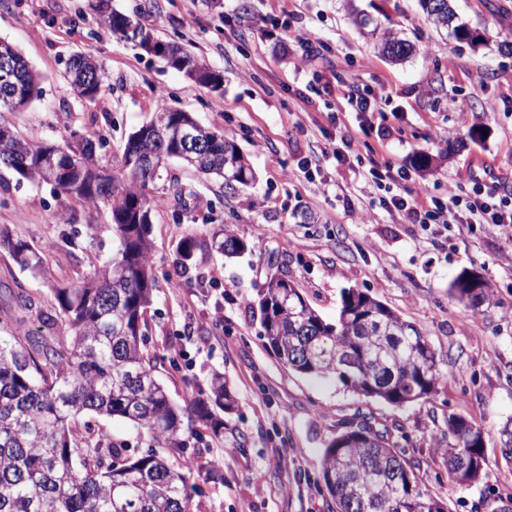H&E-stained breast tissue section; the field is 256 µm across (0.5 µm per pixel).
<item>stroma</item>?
<instances>
[{
  "instance_id": "stroma-1",
  "label": "stroma",
  "mask_w": 512,
  "mask_h": 512,
  "mask_svg": "<svg viewBox=\"0 0 512 512\" xmlns=\"http://www.w3.org/2000/svg\"><path fill=\"white\" fill-rule=\"evenodd\" d=\"M90 2L0 0V39L40 77L38 97L6 115L16 131L62 145L77 129L104 137L107 155H118L164 99L223 128L255 174L231 191L174 160L150 186L158 288L145 315L146 352L156 377L181 405L208 397L218 373L237 401L224 417L223 441L186 437L187 456L220 461L224 474L221 484H203L192 512H334L313 478L337 421L358 411L407 435L421 487L453 512H471L481 500L498 508L512 496V459L498 441L512 418V246L488 224H415L389 211L385 192L366 187L361 162L404 168L408 187L425 196L444 199L449 183L467 192L496 178L512 195V54L500 50L512 42V0H455L460 20L479 36L475 44L437 33L418 0H112L219 72L215 89L109 32ZM357 13L400 32L417 53L390 63L354 24ZM291 15L318 34L321 48L290 37L283 22ZM76 54L106 70L95 103L79 99L63 77ZM305 56L308 68L296 69ZM364 86L382 90L380 111L350 108L349 91ZM346 141L353 147L343 159L321 160L328 144ZM424 155L432 160L426 170ZM302 209L317 223H299ZM222 225L247 251L228 259L211 250ZM0 227L50 249L43 276L0 254V337L56 335L53 288L90 275L116 249L108 206L64 199L1 168ZM190 236L199 247L184 262L177 247ZM278 270L325 320L353 288L412 322L439 355L438 394L396 407L284 366L265 345L254 305ZM465 271L491 284L496 306L474 311L449 296ZM213 276L220 287L208 286ZM21 292L34 299L32 310L20 307ZM452 412L486 435L485 474L470 485L449 476L441 451ZM89 431L139 451L149 445L145 431L118 418L84 416L77 432Z\"/></svg>"
}]
</instances>
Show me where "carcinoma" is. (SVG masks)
<instances>
[{
  "label": "carcinoma",
  "instance_id": "cac0c4a2",
  "mask_svg": "<svg viewBox=\"0 0 512 512\" xmlns=\"http://www.w3.org/2000/svg\"><path fill=\"white\" fill-rule=\"evenodd\" d=\"M427 19L459 41L471 39L459 21L454 0H419ZM104 27L121 36L135 26L132 38L147 50L152 42L170 50L168 63L203 85L221 75L200 63L187 49L164 42L140 22L96 0ZM380 54L401 62L417 46L396 33H385ZM0 56L14 57L21 71L22 93L39 95L38 74L9 43L0 40ZM79 71L89 83L67 76L73 92L94 101L107 76L96 59L81 55ZM201 144L196 172L233 189L246 186L254 173L234 139L223 129L197 125ZM85 137L73 147L33 142L0 123V167L33 183L47 182L65 196L87 205L106 204L119 247L112 261L81 282L53 289L59 307L58 327L64 342L29 340L30 347L0 339V512H190L192 494L204 481H224L216 461L171 464L167 456L185 448L183 430L199 436L224 435V420L212 406L230 413L236 400L224 377L211 383V400L192 398L179 407L157 380L144 354V315L152 302L156 279L150 266L151 214L155 199L148 187L158 176L136 165L138 155L159 148L146 126L131 133L119 156L92 153ZM210 248L226 257L247 245L220 229ZM0 251L22 270L42 274V252L0 229ZM461 273L448 295L467 307L490 305L493 289L485 280ZM263 338L280 362L314 377L333 378L366 397L403 406L438 393L439 359L412 323L382 302L357 289L343 292L336 319L325 321L282 271L270 274L258 294ZM84 414L116 417L146 431L151 445L130 452L124 443L102 435L76 437L71 425ZM448 447L442 449L448 473L460 483L479 479L486 464L485 433L467 417L446 419ZM400 439L376 430L372 418L358 414L336 423V436L325 446L317 488L335 501L336 512H450L440 497L420 488L417 464L407 457Z\"/></svg>",
  "mask_w": 512,
  "mask_h": 512
}]
</instances>
